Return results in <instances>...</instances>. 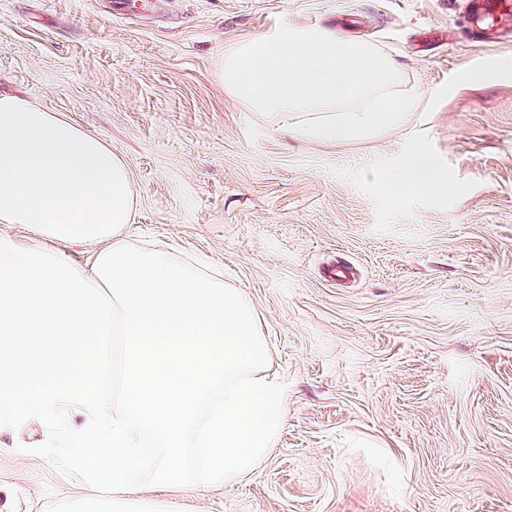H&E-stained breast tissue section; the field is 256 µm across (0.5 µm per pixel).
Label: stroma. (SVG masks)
I'll return each mask as SVG.
<instances>
[{
    "label": "stroma",
    "mask_w": 512,
    "mask_h": 512,
    "mask_svg": "<svg viewBox=\"0 0 512 512\" xmlns=\"http://www.w3.org/2000/svg\"><path fill=\"white\" fill-rule=\"evenodd\" d=\"M0 0V94L102 138L136 188L131 245L223 272L286 384L285 423L241 481L183 512H512V39L473 41L469 0ZM371 43L416 112L374 137L291 135L224 90V50L279 22ZM421 153L447 197H386ZM0 436V512L84 494Z\"/></svg>",
    "instance_id": "1"
}]
</instances>
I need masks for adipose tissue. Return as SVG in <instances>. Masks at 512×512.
I'll list each match as a JSON object with an SVG mask.
<instances>
[{
  "instance_id": "obj_1",
  "label": "adipose tissue",
  "mask_w": 512,
  "mask_h": 512,
  "mask_svg": "<svg viewBox=\"0 0 512 512\" xmlns=\"http://www.w3.org/2000/svg\"><path fill=\"white\" fill-rule=\"evenodd\" d=\"M379 183L389 196L396 199L413 192L443 198L451 187L449 176L420 155L409 158L399 169L380 176Z\"/></svg>"
}]
</instances>
